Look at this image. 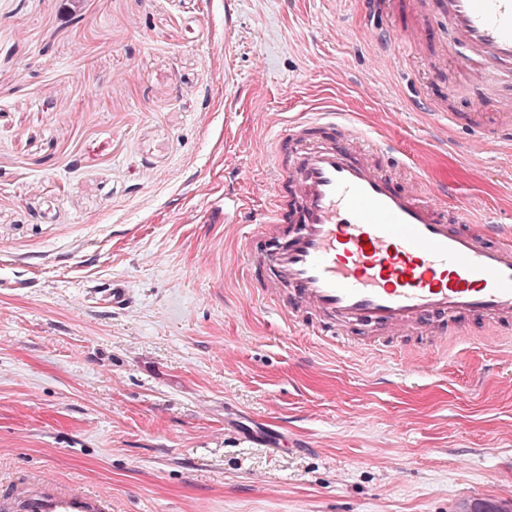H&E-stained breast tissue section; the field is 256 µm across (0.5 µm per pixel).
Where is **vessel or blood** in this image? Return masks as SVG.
Here are the masks:
<instances>
[{
	"label": "vessel or blood",
	"instance_id": "1",
	"mask_svg": "<svg viewBox=\"0 0 512 512\" xmlns=\"http://www.w3.org/2000/svg\"><path fill=\"white\" fill-rule=\"evenodd\" d=\"M466 61L512 76V0H434ZM391 145L364 143L325 109L291 120L267 170V218L242 265L266 307L327 342L376 351L400 336L512 332V231L469 224L434 200L423 170H384ZM22 512H112L111 499L36 482L0 500Z\"/></svg>",
	"mask_w": 512,
	"mask_h": 512
}]
</instances>
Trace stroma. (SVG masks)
<instances>
[{"label": "stroma", "instance_id": "obj_1", "mask_svg": "<svg viewBox=\"0 0 512 512\" xmlns=\"http://www.w3.org/2000/svg\"><path fill=\"white\" fill-rule=\"evenodd\" d=\"M416 34L401 55L378 43ZM512 80L431 0H0V491L112 512H512V346L385 355L268 313L241 249L285 119L332 106L512 227ZM458 114L449 127L448 113ZM245 215L222 213L225 192ZM131 304L112 308L115 282ZM15 501L21 512H112V500L96 492L44 482L15 486L8 497L0 500V508L10 510Z\"/></svg>", "mask_w": 512, "mask_h": 512}]
</instances>
